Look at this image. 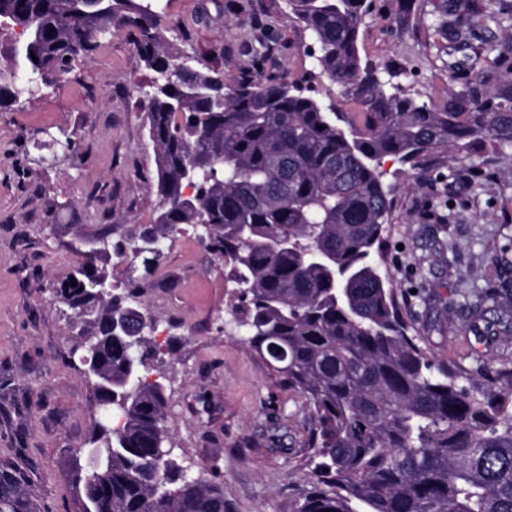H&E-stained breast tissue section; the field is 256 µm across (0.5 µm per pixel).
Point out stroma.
I'll return each instance as SVG.
<instances>
[{"label": "stroma", "instance_id": "obj_1", "mask_svg": "<svg viewBox=\"0 0 512 512\" xmlns=\"http://www.w3.org/2000/svg\"><path fill=\"white\" fill-rule=\"evenodd\" d=\"M438 2L424 0L405 21L399 0H373L359 33L362 62L435 109L469 72L464 52L437 48ZM158 10L168 49L217 62L227 82L288 72L321 101L340 98L336 84L312 77L310 33L286 0H160ZM260 31L270 41L257 65L244 45ZM136 36L113 30L47 94L0 109V454L22 463L36 512H77L89 470L84 444L99 417L73 353L83 327L52 284L96 249L101 233L138 239L160 205L139 102L153 73ZM63 133L75 141L65 157L41 149L47 136ZM506 153L465 155L452 165L438 159L417 181L394 158L382 166L393 199L385 271L396 296L410 303L419 344L436 362L474 372L512 369V343L483 337L493 310L477 318L462 307L466 293L512 289V265L490 262L512 238V147ZM444 197L454 205L447 220L436 207ZM421 285L447 322L443 331L411 293ZM234 292L223 259L192 230L165 239L144 296L157 318L163 446L188 477L222 483L230 512H285L310 411L226 326Z\"/></svg>", "mask_w": 512, "mask_h": 512}]
</instances>
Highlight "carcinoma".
Returning a JSON list of instances; mask_svg holds the SVG:
<instances>
[{
	"mask_svg": "<svg viewBox=\"0 0 512 512\" xmlns=\"http://www.w3.org/2000/svg\"><path fill=\"white\" fill-rule=\"evenodd\" d=\"M157 0H0V24L23 29L10 47L15 72L0 74V108L32 95L28 76L50 87L79 55L100 46L105 25L140 33L137 50L155 73L145 97L161 208L148 231L188 226L209 238L238 286L234 328L288 387L304 396L312 428L304 473L287 512H512V375L476 377L435 363L403 315L385 262L384 225L393 210L379 171L384 156L409 165L457 152L496 155L512 146V81L478 96L484 72L448 94L440 110L402 94L362 64L360 27L369 0H287L311 32L320 74L360 111L351 116L305 93L290 75L237 84L224 69L163 51ZM498 25L512 26V0H494ZM476 13L437 20L448 47L480 58L493 44ZM264 32L247 42L262 59ZM193 185L191 197L184 196ZM99 253L152 275L163 255L98 238ZM103 266L79 261L56 298L77 320L92 317L102 364L94 398L112 396V422L87 442L112 436V457L83 479L85 512H229L224 489L186 478L165 459L163 383L148 381L157 350L139 332L107 338L111 316L156 323L144 283L102 296ZM499 312L512 339V293L492 288L467 309ZM0 512H34L18 462L0 457Z\"/></svg>",
	"mask_w": 512,
	"mask_h": 512,
	"instance_id": "cac0c4a2",
	"label": "carcinoma"
}]
</instances>
